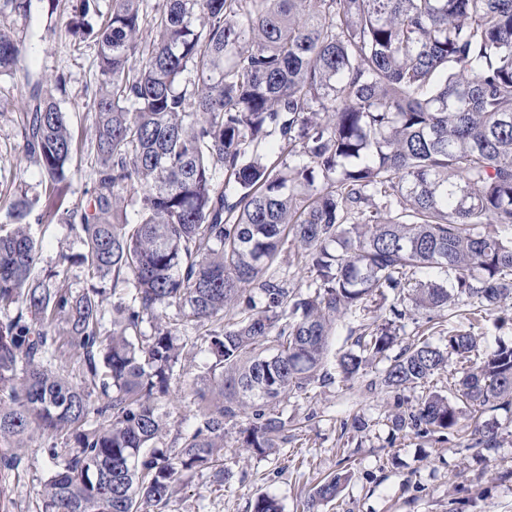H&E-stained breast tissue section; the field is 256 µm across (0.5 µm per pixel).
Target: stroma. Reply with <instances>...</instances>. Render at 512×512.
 <instances>
[{
  "mask_svg": "<svg viewBox=\"0 0 512 512\" xmlns=\"http://www.w3.org/2000/svg\"><path fill=\"white\" fill-rule=\"evenodd\" d=\"M76 0H32V21L12 20L16 37L25 42L29 55L25 74L0 77V86L12 88L15 105L0 112V184L20 178L30 196L44 193L38 164L24 156L23 114L26 110L25 76L50 80L66 77L65 92L57 93L61 107L71 116L72 132L79 143L74 157L72 203L86 202L93 186L91 162L95 153L94 117L90 98L100 81L97 47L80 41L65 30L68 9ZM40 243L41 272H59L72 293L88 285L79 262L84 245L65 220L33 224ZM406 316L393 320L392 309ZM441 319L448 328L470 332L480 349L512 344V320L497 314L467 319L449 310ZM393 322L397 346L415 340L442 342L424 313L411 311L408 300L389 293L385 301L369 303L366 309L346 316L330 339L324 366L331 378L327 385L312 384L302 395L284 398L279 410L289 423L285 440L269 454L242 448L240 430L248 424L240 418L224 433V458L235 477L225 485L206 475L195 476L178 488L164 512H251L252 500L260 494L275 497L282 512H303L311 489L324 477L347 472L349 478L339 496L321 505L320 512H512V410H488L483 420L497 423L498 445L486 451L468 447L466 440L444 432L420 434L395 430L390 415L414 410L427 390L442 395L453 392V380L462 374V363L450 359L448 370L435 377L429 388L411 387L395 392L380 386L385 358L366 363L357 380L344 381L337 367L340 354L353 350L364 327ZM204 353L186 345L181 365L183 381L173 384L161 402L167 425L158 447L173 451L181 433L195 423L201 395L209 394ZM73 432L55 439L34 435L25 452L19 478L11 482V512H38V492L49 473L63 462L62 450L73 447Z\"/></svg>",
  "mask_w": 512,
  "mask_h": 512,
  "instance_id": "obj_1",
  "label": "stroma"
}]
</instances>
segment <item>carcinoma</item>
I'll return each instance as SVG.
<instances>
[{
  "label": "carcinoma",
  "mask_w": 512,
  "mask_h": 512,
  "mask_svg": "<svg viewBox=\"0 0 512 512\" xmlns=\"http://www.w3.org/2000/svg\"><path fill=\"white\" fill-rule=\"evenodd\" d=\"M80 0L69 27L97 45L93 189L67 200L76 148L69 113L26 77L22 151L38 163L51 223L79 229L88 279L73 294L37 273L30 217L39 198L0 193V512L25 440L73 428L77 447L43 484L39 512H143L208 471L218 484L225 426L252 410L243 447H278L276 404L320 378L337 321L389 291L417 310H512V0ZM32 0H0V17L28 19ZM27 47L0 23V75ZM193 89H179L185 73ZM279 137L288 162L258 148ZM233 186L229 201L224 188ZM138 206L131 224L127 207ZM292 244L306 291L276 267ZM453 271L449 288L424 271ZM112 306V333L103 332ZM174 306L208 359L211 397L174 454L152 447L159 403L176 379L182 344L157 323ZM153 333L141 332L144 321ZM64 336L103 402L51 369ZM364 331L338 367L346 381L390 349ZM465 362L453 397L432 393L393 426L464 434L490 450L494 423L461 422L512 407V346L481 351L467 331L447 343L401 348L385 367L389 392ZM340 475L318 484L307 512L336 498ZM252 512H281L261 494Z\"/></svg>",
  "instance_id": "carcinoma-1"
}]
</instances>
